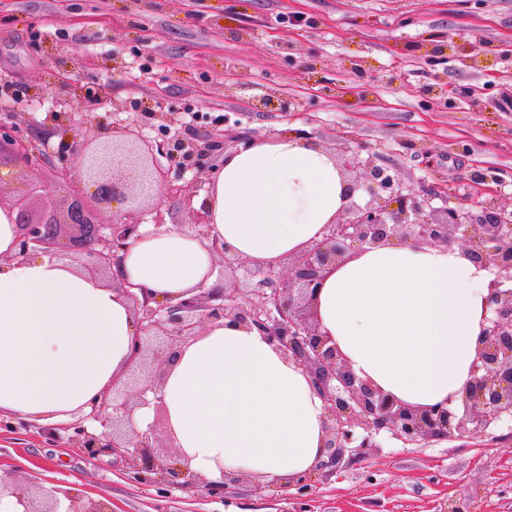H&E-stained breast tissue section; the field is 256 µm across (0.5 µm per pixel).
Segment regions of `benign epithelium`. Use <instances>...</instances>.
Here are the masks:
<instances>
[{
  "mask_svg": "<svg viewBox=\"0 0 512 512\" xmlns=\"http://www.w3.org/2000/svg\"><path fill=\"white\" fill-rule=\"evenodd\" d=\"M11 119L10 112L0 115V208L14 215L16 256L81 259L87 272L111 274L112 288L123 294L140 325L127 365L130 378L113 379L91 414L69 426V438L88 458L110 451L131 460L136 480L224 494L234 473L224 472L220 485L192 474L181 454L161 451L162 438L174 440L169 428L162 436L153 425L128 432L136 408L148 404L147 395L157 409L166 410L162 389L177 347L199 335L204 322L223 318L268 336L308 376L325 409L324 456L317 471L339 470L350 450L371 453L384 432L413 448L432 439L482 434L512 421V209L495 198L468 208L452 206L448 192L417 189L372 156H362V146L345 144L334 154L344 206L321 236L289 255L284 267L251 265L210 238L208 217L198 212L196 236L221 258L229 284L199 287L193 296L164 304L118 278L119 253L138 233L133 215L153 212L159 228L162 202L186 192L168 178L159 158L189 161L220 142L197 144L174 135L154 143L131 123L114 125L102 140L83 147L76 169L54 168L37 183L19 185L15 170L41 161L43 153L38 138L11 134ZM61 180L75 185L63 213L52 206ZM436 196L446 198L440 207L432 205ZM457 240L465 256L491 274L478 356L459 403L450 398L432 406L411 405L352 371L336 344L319 331L318 295L325 279L358 252L394 241L424 247ZM57 493L37 483L27 492L0 483V497H15L19 512H60ZM65 512H112V507L100 499L74 497Z\"/></svg>",
  "mask_w": 512,
  "mask_h": 512,
  "instance_id": "1",
  "label": "benign epithelium"
}]
</instances>
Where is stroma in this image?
Segmentation results:
<instances>
[{"mask_svg":"<svg viewBox=\"0 0 512 512\" xmlns=\"http://www.w3.org/2000/svg\"><path fill=\"white\" fill-rule=\"evenodd\" d=\"M1 84L0 113H14L16 135L46 132L48 165L74 167L72 143L124 121L159 142L304 130L329 152L364 145L416 188L512 204V0H0ZM223 164L220 150L170 164L193 193L164 201L166 223H192ZM379 444L337 473L311 472L303 495L241 473L212 497L134 482L128 458L91 460L20 426L0 428V479L57 487L64 507L106 499L112 512H512V427Z\"/></svg>","mask_w":512,"mask_h":512,"instance_id":"1","label":"stroma"}]
</instances>
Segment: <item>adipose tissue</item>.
Masks as SVG:
<instances>
[{
  "label": "adipose tissue",
  "instance_id": "1",
  "mask_svg": "<svg viewBox=\"0 0 512 512\" xmlns=\"http://www.w3.org/2000/svg\"><path fill=\"white\" fill-rule=\"evenodd\" d=\"M342 206L332 156L288 135L225 154L206 199L210 236L264 265L319 236ZM15 251L12 216L0 208V414L54 428L91 413L139 325L119 292L76 265ZM215 260L190 231L144 226L117 274L174 303L210 279ZM489 280L456 247L371 249L324 282L320 329L358 376L433 405L460 395L468 379ZM163 395L177 448L207 480L304 474L322 453L324 405L305 373L231 319L179 348Z\"/></svg>",
  "mask_w": 512,
  "mask_h": 512
}]
</instances>
